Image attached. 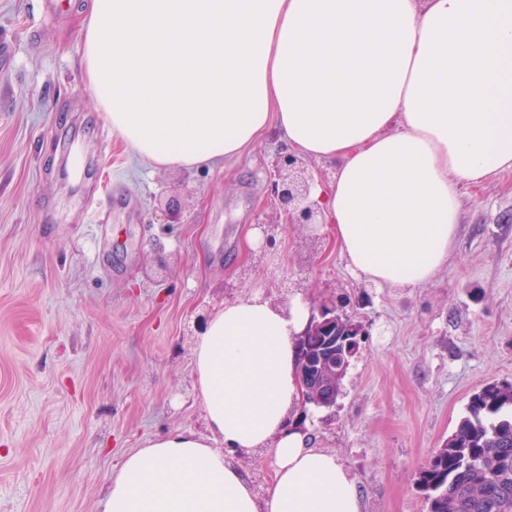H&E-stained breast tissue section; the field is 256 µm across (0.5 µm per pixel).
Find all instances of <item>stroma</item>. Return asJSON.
<instances>
[{"mask_svg":"<svg viewBox=\"0 0 512 512\" xmlns=\"http://www.w3.org/2000/svg\"><path fill=\"white\" fill-rule=\"evenodd\" d=\"M58 7L46 21L40 0H0V512H102L124 454L203 430L197 319L255 289L363 321L342 393L311 427L356 477L362 512H426L418 470L475 391L512 382V172L461 188L431 282L367 283L329 231L282 223L276 135L189 170L101 142L81 20ZM172 196L175 218L161 209Z\"/></svg>","mask_w":512,"mask_h":512,"instance_id":"35a3bbf8","label":"stroma"}]
</instances>
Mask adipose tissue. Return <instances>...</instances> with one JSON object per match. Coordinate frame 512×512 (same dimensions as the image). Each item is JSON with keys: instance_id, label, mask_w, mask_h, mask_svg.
Wrapping results in <instances>:
<instances>
[{"instance_id": "obj_1", "label": "adipose tissue", "mask_w": 512, "mask_h": 512, "mask_svg": "<svg viewBox=\"0 0 512 512\" xmlns=\"http://www.w3.org/2000/svg\"><path fill=\"white\" fill-rule=\"evenodd\" d=\"M87 88L144 161L238 159L268 132L335 163L315 186L349 271L417 288L447 267L459 190L512 171V0H87ZM301 297L255 290L192 351L205 430L122 458L103 512H362L299 420ZM271 451L256 493L230 453Z\"/></svg>"}]
</instances>
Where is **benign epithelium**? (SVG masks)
<instances>
[{
	"label": "benign epithelium",
	"mask_w": 512,
	"mask_h": 512,
	"mask_svg": "<svg viewBox=\"0 0 512 512\" xmlns=\"http://www.w3.org/2000/svg\"><path fill=\"white\" fill-rule=\"evenodd\" d=\"M314 175L305 168L302 159L294 153H281L275 161L271 179V194L287 224H321L322 212L311 197ZM367 335L363 322L351 316L336 313V307H324L312 319L303 333L306 354L298 371L302 388L301 406L308 404L330 409L336 406V380L345 378L348 367L336 364L333 354L325 348H343L359 351L361 337ZM317 336L322 346L312 347Z\"/></svg>",
	"instance_id": "obj_1"
}]
</instances>
